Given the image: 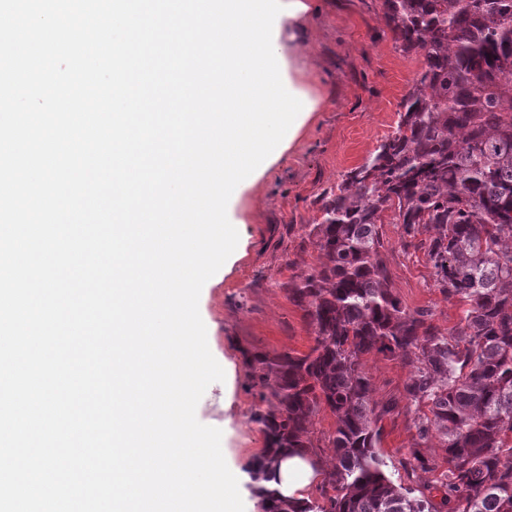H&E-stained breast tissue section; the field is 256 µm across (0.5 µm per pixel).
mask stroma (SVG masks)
Wrapping results in <instances>:
<instances>
[{
  "mask_svg": "<svg viewBox=\"0 0 512 512\" xmlns=\"http://www.w3.org/2000/svg\"><path fill=\"white\" fill-rule=\"evenodd\" d=\"M306 9L289 22L286 53L291 77L305 91L312 110L265 169L235 189L227 207L239 233L233 255L204 285L199 311L209 349L233 373V406H224V386L211 384L196 409L204 425L225 429L233 459L259 456L265 438L251 422L256 399L245 362L249 350L270 354L303 352L313 335L304 312L288 297L292 276L311 271L320 251L305 232L322 197L342 173L364 163L396 127L401 101L424 64L422 53H403L383 19L382 0H304ZM389 279L402 301L431 310L441 332L461 319L463 303L448 300L433 286L424 251L402 240L400 225L381 226ZM372 398L405 405L404 387L413 369L373 353L365 358ZM412 414L383 422L381 450L398 461L412 447Z\"/></svg>",
  "mask_w": 512,
  "mask_h": 512,
  "instance_id": "35a3bbf8",
  "label": "stroma"
}]
</instances>
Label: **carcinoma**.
<instances>
[{
  "instance_id": "cac0c4a2",
  "label": "carcinoma",
  "mask_w": 512,
  "mask_h": 512,
  "mask_svg": "<svg viewBox=\"0 0 512 512\" xmlns=\"http://www.w3.org/2000/svg\"><path fill=\"white\" fill-rule=\"evenodd\" d=\"M404 53L424 66L401 102L395 131L343 174L311 225L322 262L288 282L313 343L303 353L246 354L266 439L260 463L315 447L327 412L335 462L319 497L283 500L261 485L262 512H512V0H382ZM393 213L420 239L434 286L468 305L450 336L428 309L408 307L389 282L380 224ZM414 369L406 412L416 437L395 481L380 452L383 420L363 356ZM442 470L424 453L432 439ZM440 471L432 484L417 472Z\"/></svg>"
}]
</instances>
